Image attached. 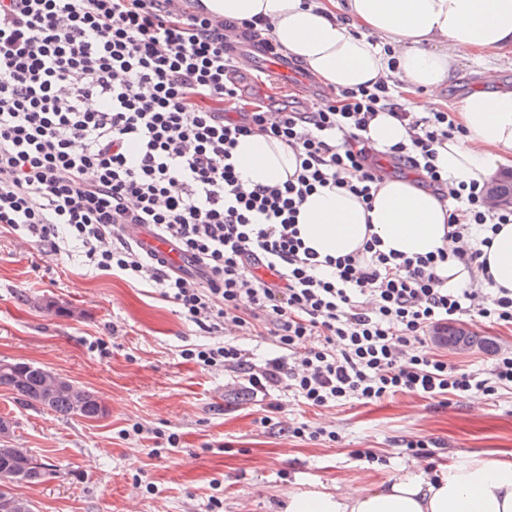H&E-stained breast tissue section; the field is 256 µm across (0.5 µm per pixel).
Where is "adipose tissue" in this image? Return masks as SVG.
Returning <instances> with one entry per match:
<instances>
[{"instance_id":"obj_1","label":"adipose tissue","mask_w":512,"mask_h":512,"mask_svg":"<svg viewBox=\"0 0 512 512\" xmlns=\"http://www.w3.org/2000/svg\"><path fill=\"white\" fill-rule=\"evenodd\" d=\"M213 15L262 18L285 55L325 86L354 88L395 70L425 103L435 102L454 75L455 52H480L512 39V0H205ZM460 135L437 148L451 180L489 183L512 166V87L480 89L457 107ZM249 187L284 182L296 153L261 134L240 138L235 150ZM449 206L415 177H388L371 206L343 189L318 191L300 207L307 246L334 257L357 253L370 238L383 249L425 255L452 248ZM495 287L512 290V224L501 225L482 254ZM284 512H512V453L464 455L435 468H398L365 488L307 489L288 495Z\"/></svg>"}]
</instances>
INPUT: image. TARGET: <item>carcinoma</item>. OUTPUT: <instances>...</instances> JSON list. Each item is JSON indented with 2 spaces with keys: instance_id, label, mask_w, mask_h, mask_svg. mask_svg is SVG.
Here are the masks:
<instances>
[{
  "instance_id": "1",
  "label": "carcinoma",
  "mask_w": 512,
  "mask_h": 512,
  "mask_svg": "<svg viewBox=\"0 0 512 512\" xmlns=\"http://www.w3.org/2000/svg\"><path fill=\"white\" fill-rule=\"evenodd\" d=\"M48 374L49 369L33 362L0 360V386L13 391L20 403L66 419L97 420L108 414L102 399L89 390L79 386L48 389ZM50 475L48 465L27 449L0 440V512H33L31 501L15 493L14 486L40 484Z\"/></svg>"
}]
</instances>
